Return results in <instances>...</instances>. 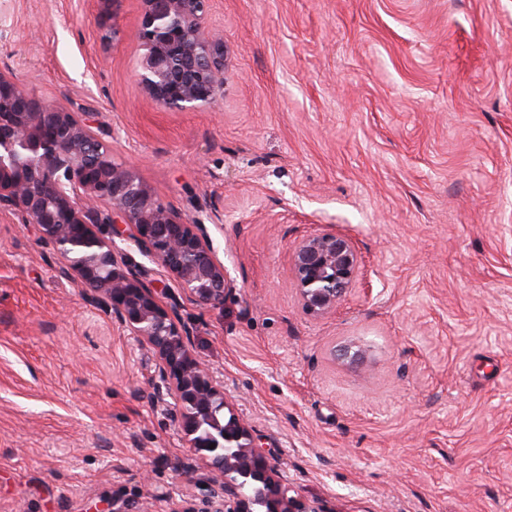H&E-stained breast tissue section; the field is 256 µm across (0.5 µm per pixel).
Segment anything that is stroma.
Instances as JSON below:
<instances>
[{"instance_id": "1", "label": "stroma", "mask_w": 512, "mask_h": 512, "mask_svg": "<svg viewBox=\"0 0 512 512\" xmlns=\"http://www.w3.org/2000/svg\"><path fill=\"white\" fill-rule=\"evenodd\" d=\"M143 0H0V71L85 112L205 225L234 281L203 307L157 261L233 411L331 512H512V0H213L224 99L139 84ZM347 235L361 274L306 313L293 257ZM158 357L0 212V512H200ZM192 465L185 476L184 465Z\"/></svg>"}]
</instances>
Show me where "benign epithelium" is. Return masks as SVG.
I'll list each match as a JSON object with an SVG mask.
<instances>
[{"instance_id":"1","label":"benign epithelium","mask_w":512,"mask_h":512,"mask_svg":"<svg viewBox=\"0 0 512 512\" xmlns=\"http://www.w3.org/2000/svg\"><path fill=\"white\" fill-rule=\"evenodd\" d=\"M212 0H144L139 82L169 109L212 106L224 98V46L205 23ZM0 211L36 224L60 257V273L78 275L89 301L150 345L159 359L158 397L194 455L218 478L201 485L202 512H327L288 495L275 458L224 396V383L191 349L177 305L164 306L114 252L129 235L199 304L216 307L233 290L202 224L183 220L128 165L115 161L84 112L43 101L0 73ZM294 273L306 312L326 315L344 299L360 269L348 237L305 239ZM228 410L229 419L220 418Z\"/></svg>"}]
</instances>
